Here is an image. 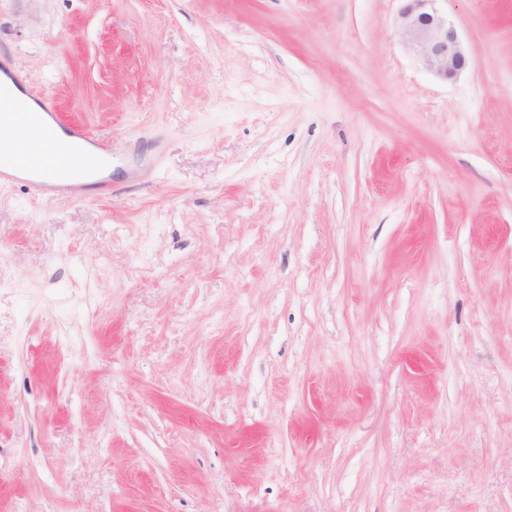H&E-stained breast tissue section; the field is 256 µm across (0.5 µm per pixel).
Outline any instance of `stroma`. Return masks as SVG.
I'll list each match as a JSON object with an SVG mask.
<instances>
[{"label":"stroma","instance_id":"1","mask_svg":"<svg viewBox=\"0 0 512 512\" xmlns=\"http://www.w3.org/2000/svg\"><path fill=\"white\" fill-rule=\"evenodd\" d=\"M0 0L117 190L0 186V512H512V0ZM397 16L404 46L425 71L448 80L471 62L467 46L440 6L447 0H403Z\"/></svg>","mask_w":512,"mask_h":512}]
</instances>
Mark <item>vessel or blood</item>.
<instances>
[{
    "mask_svg": "<svg viewBox=\"0 0 512 512\" xmlns=\"http://www.w3.org/2000/svg\"><path fill=\"white\" fill-rule=\"evenodd\" d=\"M40 104L41 112H28L0 89V184L24 182L37 197L76 194L77 184L60 180V173L96 171L108 149L82 125L45 121L44 113L56 108L51 97Z\"/></svg>",
    "mask_w": 512,
    "mask_h": 512,
    "instance_id": "b4317fda",
    "label": "vessel or blood"
}]
</instances>
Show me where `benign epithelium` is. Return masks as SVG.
Here are the masks:
<instances>
[{"instance_id": "1", "label": "benign epithelium", "mask_w": 512, "mask_h": 512, "mask_svg": "<svg viewBox=\"0 0 512 512\" xmlns=\"http://www.w3.org/2000/svg\"><path fill=\"white\" fill-rule=\"evenodd\" d=\"M442 0H406L397 16L404 46L425 71L448 79L471 63L467 46L448 14Z\"/></svg>"}]
</instances>
